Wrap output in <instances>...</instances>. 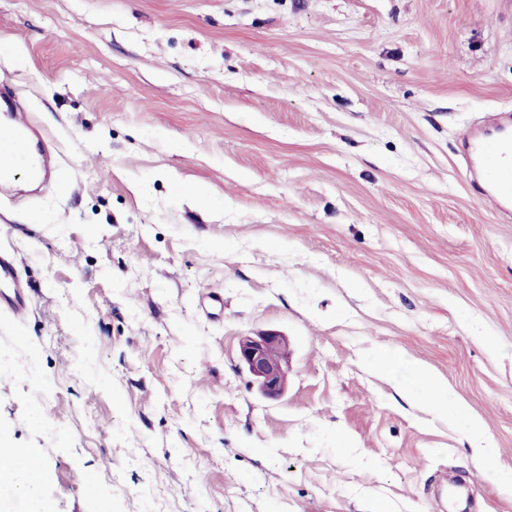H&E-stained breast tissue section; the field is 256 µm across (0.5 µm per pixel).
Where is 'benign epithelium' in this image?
Returning a JSON list of instances; mask_svg holds the SVG:
<instances>
[{"label": "benign epithelium", "mask_w": 512, "mask_h": 512, "mask_svg": "<svg viewBox=\"0 0 512 512\" xmlns=\"http://www.w3.org/2000/svg\"><path fill=\"white\" fill-rule=\"evenodd\" d=\"M286 346V339L275 331L245 336L240 342L242 364L259 382L262 392L272 399L279 397L286 386L288 361L278 356Z\"/></svg>", "instance_id": "obj_1"}]
</instances>
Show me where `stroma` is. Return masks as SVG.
<instances>
[{"instance_id":"1","label":"stroma","mask_w":512,"mask_h":512,"mask_svg":"<svg viewBox=\"0 0 512 512\" xmlns=\"http://www.w3.org/2000/svg\"><path fill=\"white\" fill-rule=\"evenodd\" d=\"M0 91L51 150L0 195V442L49 512H442L446 473L512 512V215L461 153L512 113V0H0ZM0 306L13 314L24 313L29 307V299L20 288L19 273L13 256L0 251ZM287 345L286 339L275 331L244 336L240 342L242 364L259 382L262 392L272 399L279 397L286 386L288 361L277 353L286 350ZM403 389L420 400H433V408L436 411L445 414L449 412L473 432H482V423L472 415L467 405L459 398L454 397L448 390V386L431 375L425 368L416 365L412 373L411 385Z\"/></svg>"}]
</instances>
